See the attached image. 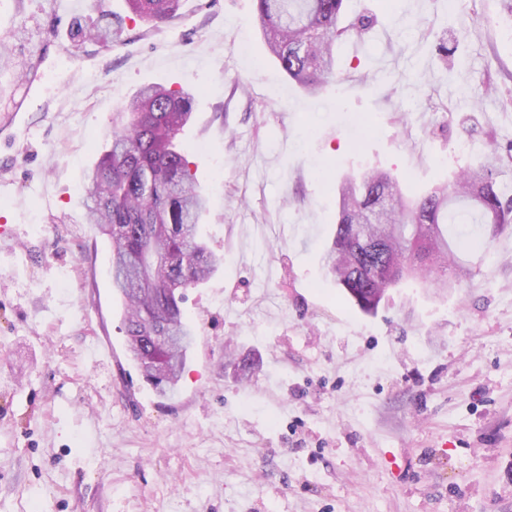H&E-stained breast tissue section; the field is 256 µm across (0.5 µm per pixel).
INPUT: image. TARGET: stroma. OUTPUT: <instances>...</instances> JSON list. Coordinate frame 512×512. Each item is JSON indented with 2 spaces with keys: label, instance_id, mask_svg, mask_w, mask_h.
<instances>
[{
  "label": "stroma",
  "instance_id": "stroma-1",
  "mask_svg": "<svg viewBox=\"0 0 512 512\" xmlns=\"http://www.w3.org/2000/svg\"><path fill=\"white\" fill-rule=\"evenodd\" d=\"M345 9L371 24L310 95L254 0H182L158 29L125 0H0V512H512V226L473 228L446 294L410 281L373 314L321 265L344 177L415 195L512 146V19L498 0ZM104 16L121 41L85 39ZM148 83L195 96L180 142L224 258L184 292L196 340L171 399L126 351L82 206Z\"/></svg>",
  "mask_w": 512,
  "mask_h": 512
}]
</instances>
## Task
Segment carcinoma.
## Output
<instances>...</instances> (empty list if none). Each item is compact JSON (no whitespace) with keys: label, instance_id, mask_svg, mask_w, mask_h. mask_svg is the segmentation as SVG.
<instances>
[{"label":"carcinoma","instance_id":"carcinoma-1","mask_svg":"<svg viewBox=\"0 0 512 512\" xmlns=\"http://www.w3.org/2000/svg\"><path fill=\"white\" fill-rule=\"evenodd\" d=\"M258 28L289 79L315 92L336 76V45L354 23L344 0H254ZM130 13L158 28L178 15L182 0H127ZM193 95L153 83L139 89L112 120L108 148L86 176L83 207L112 242V288L123 300L129 353L143 379L173 395L195 331L181 307L182 290L206 281L221 263L198 238L210 209L178 136L191 118ZM492 154L462 178L408 197L383 171L347 177L327 274L367 313L406 277L438 286L448 265L467 274L445 232L454 201L467 202L473 224H512V196L496 181Z\"/></svg>","mask_w":512,"mask_h":512}]
</instances>
